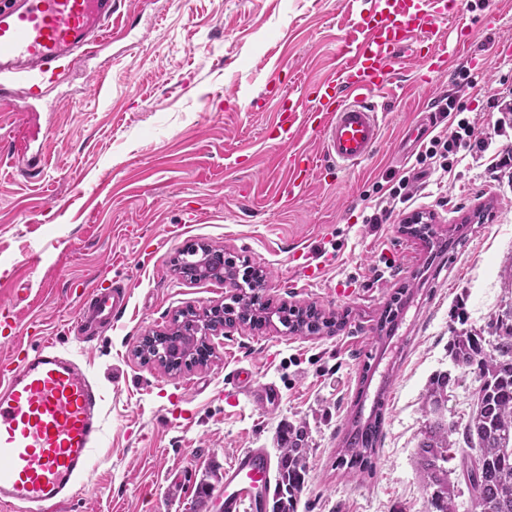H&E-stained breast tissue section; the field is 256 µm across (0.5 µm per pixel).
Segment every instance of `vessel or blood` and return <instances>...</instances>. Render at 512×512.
Instances as JSON below:
<instances>
[{
    "label": "vessel or blood",
    "instance_id": "obj_1",
    "mask_svg": "<svg viewBox=\"0 0 512 512\" xmlns=\"http://www.w3.org/2000/svg\"><path fill=\"white\" fill-rule=\"evenodd\" d=\"M118 0H0V104L31 112L68 68L83 64L107 43L104 24ZM459 0H373L342 38L336 65L306 105L289 103L275 124L284 140L312 132L340 169L367 160L381 142L392 66L415 40L428 41L448 62L462 51ZM315 163L305 149L290 153L291 187L306 188ZM128 290L94 288L83 297L76 335L111 328ZM237 393L269 407L272 384L238 371ZM103 396L85 363L59 351L52 339L31 350L15 348L0 360V504L11 512H48L75 500L104 428ZM273 481L265 448H242L224 471V512H268Z\"/></svg>",
    "mask_w": 512,
    "mask_h": 512
}]
</instances>
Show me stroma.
<instances>
[{
	"label": "stroma",
	"mask_w": 512,
	"mask_h": 512,
	"mask_svg": "<svg viewBox=\"0 0 512 512\" xmlns=\"http://www.w3.org/2000/svg\"><path fill=\"white\" fill-rule=\"evenodd\" d=\"M467 51L445 72L412 44L386 89L382 142L360 166L322 160L307 190L288 194L274 140L289 97L312 93L336 42L359 19L356 0H146L136 27L57 86V104L27 115L0 106V356L8 335L89 362L102 388L104 434L90 479L55 512H214L240 448L277 451L285 424L308 430V475L297 512H427L416 466L429 379L453 371L454 329L485 328L512 311V181L464 158L451 173L417 156L449 122L443 97L498 136L490 96L512 88V0H463ZM407 178L403 199L391 188ZM389 217L369 218L377 207ZM430 214L440 238L468 225L448 258L400 234ZM201 244L264 270L272 306H315L346 326L322 337L279 323L208 336L206 365L171 375L135 354L175 318L230 303L233 290L176 269ZM131 283L123 314L84 343L71 330L80 295L98 280ZM412 286L382 437L371 471L336 466L367 355L394 294ZM273 384L270 414L233 398L235 368ZM191 387L181 397L182 387ZM211 475L210 499L197 485Z\"/></svg>",
	"instance_id": "stroma-1"
}]
</instances>
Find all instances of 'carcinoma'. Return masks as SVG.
Listing matches in <instances>:
<instances>
[{
  "instance_id": "1",
  "label": "carcinoma",
  "mask_w": 512,
  "mask_h": 512,
  "mask_svg": "<svg viewBox=\"0 0 512 512\" xmlns=\"http://www.w3.org/2000/svg\"><path fill=\"white\" fill-rule=\"evenodd\" d=\"M237 268L225 264L213 273V280L226 281L238 288L242 298L238 307L229 310L238 323H257L270 319L271 309L260 302L258 291L265 287L266 275L252 273L245 284L239 285ZM288 334L319 335L342 325L337 317H325L306 308L288 310L279 317ZM200 316L192 313L175 321L169 336L185 341V352L174 357L167 346L156 348L146 336L140 354L157 361L169 372H179L192 364H201L200 351L206 348L205 337H195ZM448 352L455 366L471 373L478 382L474 402L464 426L448 422L445 406L448 403V374L433 376L422 400L425 426L416 450L417 465L425 487L430 490L427 512H458L456 498L459 485L465 480L467 461L474 458L479 464L476 482L467 486L471 512H512V312L506 311L492 319L487 333L454 331ZM382 411L362 419L352 413L348 428L339 444L338 467L346 478L368 466L376 454L382 435ZM461 434L466 448L462 450L459 467L450 468L454 459L451 449ZM309 448L306 430L290 426L279 434L277 483L272 512H297L299 494L308 472Z\"/></svg>"
}]
</instances>
